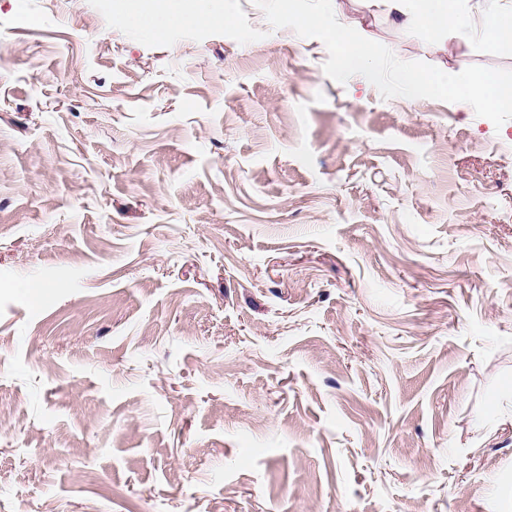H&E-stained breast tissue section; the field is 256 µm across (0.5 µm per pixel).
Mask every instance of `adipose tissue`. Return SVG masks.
I'll return each mask as SVG.
<instances>
[{"mask_svg":"<svg viewBox=\"0 0 512 512\" xmlns=\"http://www.w3.org/2000/svg\"><path fill=\"white\" fill-rule=\"evenodd\" d=\"M403 22L422 26L433 38L449 30L478 31L496 42L512 41V9L475 11L463 0H382ZM116 18L123 24L160 36L172 26L197 28L223 25L230 19L228 0H117Z\"/></svg>","mask_w":512,"mask_h":512,"instance_id":"obj_1","label":"adipose tissue"}]
</instances>
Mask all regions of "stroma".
I'll return each mask as SVG.
<instances>
[{"label": "stroma", "mask_w": 512, "mask_h": 512, "mask_svg": "<svg viewBox=\"0 0 512 512\" xmlns=\"http://www.w3.org/2000/svg\"><path fill=\"white\" fill-rule=\"evenodd\" d=\"M230 5L0 0V512H512V119ZM116 18L151 36H160L173 24L182 28L223 25L230 19L229 1L125 0L115 3Z\"/></svg>", "instance_id": "stroma-1"}]
</instances>
